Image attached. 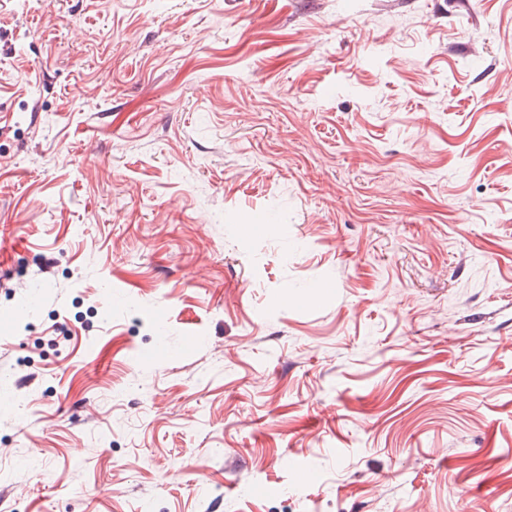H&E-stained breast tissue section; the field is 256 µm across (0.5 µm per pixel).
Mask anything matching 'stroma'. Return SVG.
<instances>
[{"label":"stroma","instance_id":"stroma-1","mask_svg":"<svg viewBox=\"0 0 512 512\" xmlns=\"http://www.w3.org/2000/svg\"><path fill=\"white\" fill-rule=\"evenodd\" d=\"M0 246V512H512V0H0Z\"/></svg>","mask_w":512,"mask_h":512}]
</instances>
